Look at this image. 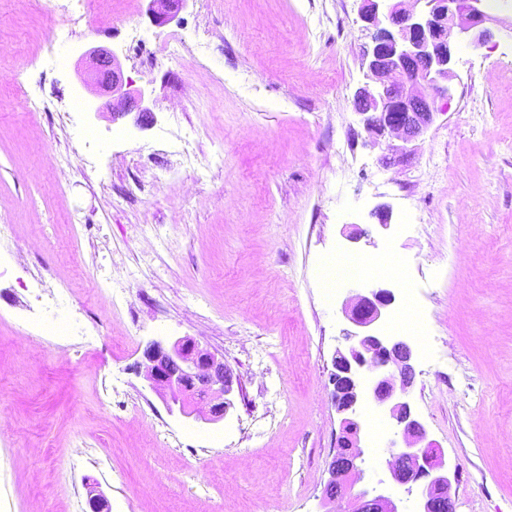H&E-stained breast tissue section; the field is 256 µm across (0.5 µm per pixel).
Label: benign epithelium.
<instances>
[{
    "mask_svg": "<svg viewBox=\"0 0 512 512\" xmlns=\"http://www.w3.org/2000/svg\"><path fill=\"white\" fill-rule=\"evenodd\" d=\"M187 0H150L149 13L157 25L174 20ZM359 16L375 28L363 51L369 83L356 95L357 113L375 138L389 136L381 163L392 166L408 156L432 125L435 104L450 96L455 76L456 48L481 46L493 33L494 21L486 0H361ZM86 64L82 82L97 94L112 95V120L136 113L141 129L154 122L151 94L145 89L123 90L115 54L101 47L81 56ZM395 300L388 288H366L345 303L352 329L348 346L332 361L333 400L344 415L330 479L324 497L343 505V512H401L397 492L417 491L416 512H453L449 490L456 473L445 468L440 449L427 440L424 425L409 402L415 379L414 351L380 324ZM145 377L159 393L169 413L179 412L204 424L224 420L233 407V376L224 361L190 337L166 347L151 343ZM388 418L393 427L384 446L393 492H354L363 478L362 422L365 407Z\"/></svg>",
    "mask_w": 512,
    "mask_h": 512,
    "instance_id": "1",
    "label": "benign epithelium"
}]
</instances>
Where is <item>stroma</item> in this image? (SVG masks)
<instances>
[{"instance_id":"1","label":"stroma","mask_w":512,"mask_h":512,"mask_svg":"<svg viewBox=\"0 0 512 512\" xmlns=\"http://www.w3.org/2000/svg\"><path fill=\"white\" fill-rule=\"evenodd\" d=\"M55 0H0V512H333L324 500L341 433L332 359L354 288L391 289L381 328L415 355L411 405L455 470V512H512V0L484 45L456 49L450 99L408 160L383 166L355 109L369 34L360 0H188L158 26L148 0H87L91 21L43 69ZM140 36L158 62L126 46ZM207 40L176 62L164 46ZM118 54L155 121L28 115L14 81L95 95L81 54ZM124 132L96 171L57 181L49 156L82 151L80 127ZM197 150L183 164L174 144ZM139 181L136 204L112 184ZM368 235L348 241L344 228ZM98 247L96 262L86 253ZM378 262L325 301L330 254ZM58 286L79 319L42 338L17 316L27 284ZM423 307L429 333L409 323ZM189 336L223 358L234 406L206 425L169 414L143 350ZM367 488L393 485L385 418L366 413Z\"/></svg>"}]
</instances>
